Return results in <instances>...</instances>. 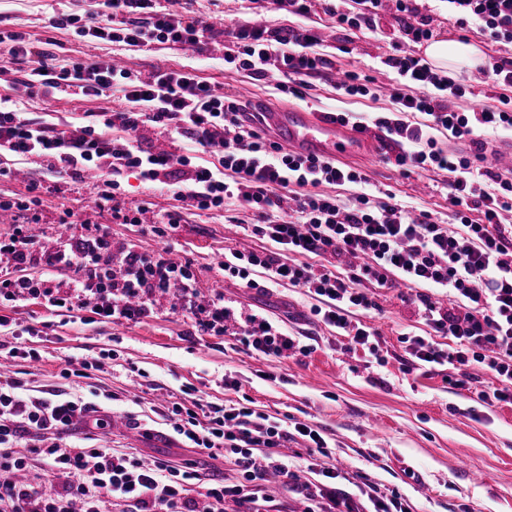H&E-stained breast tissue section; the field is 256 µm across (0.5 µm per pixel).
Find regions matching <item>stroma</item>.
I'll list each match as a JSON object with an SVG mask.
<instances>
[{"instance_id":"1","label":"stroma","mask_w":512,"mask_h":512,"mask_svg":"<svg viewBox=\"0 0 512 512\" xmlns=\"http://www.w3.org/2000/svg\"><path fill=\"white\" fill-rule=\"evenodd\" d=\"M76 5V0H0V24L35 39L55 38L56 54L62 60L108 55L145 76L189 65L216 92L235 95L248 104H297L312 112H352L369 125L393 108L385 97L339 93L333 81L323 76L310 79L303 97L288 95L279 90L277 79L258 80L225 67L206 47L190 51L163 45L152 51L121 44L91 47L73 32L50 25L54 16ZM180 5L208 19L219 32L255 20L271 27L306 23L322 27L320 53L331 56L337 69L370 76L378 88L394 78L383 64L394 48L416 55L423 52L422 45L401 40L388 13L376 30L340 32L331 28L328 15L320 9L303 19L266 8L262 0H180ZM422 11L432 17L436 39L465 38L488 63L512 57V46L492 41L481 23H470L466 31H459L448 19V0H423ZM451 75L466 88L463 97L448 101L457 111L477 112L497 106L500 95L512 97V88L492 86L484 69L461 66ZM21 103L28 119L80 123L87 113L118 105L119 99L47 102L25 97ZM348 164L367 176L375 198L390 193L412 212L448 222L446 173L406 175L378 154L352 158ZM30 185L38 188L40 206L18 216L16 223L0 224V238L19 232L55 246L61 240L57 229L63 212L69 208L74 212L69 236L83 235V221L102 225L112 241L113 266H122L131 252L165 250L171 260L188 265L200 287L199 296L190 302L168 294L154 296L149 316L122 324H85L68 316H52L33 300L17 306L0 303V320L19 331V344L40 354L35 362L14 361L8 347L0 346V361L11 362L32 395L73 388L97 404V415L106 422L94 430L77 425L69 443L119 454L134 449L148 461L189 466L204 477L235 479L223 451L189 447L164 418V408L182 399L188 388L194 397L215 405L253 401L272 421L285 426L308 424L328 442L325 456L298 437L285 443L282 453L297 466V477L289 486L280 477L266 476L261 488L271 512H298L302 496L297 486L326 468L335 469L337 486L356 500L372 483L384 492L399 494L409 512H512V405L486 408L475 394L449 386L438 370L404 373L402 336H421L427 330L407 289L377 290V309L363 314V322L379 332V352L374 355L318 323L310 312L313 301L304 289L282 285L262 291L221 270L225 249L269 252L275 248L274 243L252 234L247 214L236 206L187 210L177 232L160 237L152 227L175 203L167 185L122 177L118 202L145 199L151 203L136 224L116 223L111 207L95 205L92 177L81 182L51 177L45 160L36 156L15 162L10 175L0 176V199L25 192ZM217 283L224 294L226 332L192 335L190 310L208 305ZM252 313L268 317L287 334L311 337L309 352L281 358L245 346V319ZM83 360L92 364L100 360L104 367L92 368L87 377L67 384L62 370Z\"/></svg>"}]
</instances>
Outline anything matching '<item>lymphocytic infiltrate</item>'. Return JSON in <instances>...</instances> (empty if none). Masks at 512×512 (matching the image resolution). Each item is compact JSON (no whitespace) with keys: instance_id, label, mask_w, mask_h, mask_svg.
<instances>
[{"instance_id":"f902f5d3","label":"lymphocytic infiltrate","mask_w":512,"mask_h":512,"mask_svg":"<svg viewBox=\"0 0 512 512\" xmlns=\"http://www.w3.org/2000/svg\"><path fill=\"white\" fill-rule=\"evenodd\" d=\"M82 12H65L52 20L57 29H70L89 44L115 43L140 50L158 45L178 49L215 44L225 65L252 77L279 76L282 92L300 95L308 78L331 70L334 63L319 53L317 27L270 28L251 24L231 30L218 40L214 27L201 16L176 8L178 0H83ZM383 0H332L324 12L337 29L376 30ZM393 16L403 38L418 44L433 36L431 17L422 14L418 0H394ZM450 18L458 28L470 20L484 24L496 42L512 45V0H448ZM56 41L31 39L24 32L0 29V47L16 67L13 86L28 96H73L93 100L120 89L124 105L93 113L89 124L64 126L34 122L24 117L12 99L0 96V153L45 158L51 173L78 179L99 171L96 205L114 200L120 176L133 173L145 183L168 182L175 206L157 236L176 231L184 207L200 211L222 209L232 199L247 210L252 231L277 245L274 254L225 252L221 270L256 287L251 274L262 270L271 285L306 289L317 322L347 337L350 344L377 352L378 332L358 320L361 311L376 309L374 291L404 286L422 308L427 336L404 337V372L478 364L491 372L495 383L475 389L469 374L449 377L456 388L475 391L484 405L512 404V227L501 215L512 212V180L483 165L492 133L512 131V100L496 110L458 112L446 98L464 96V87L439 74L423 58L396 53L385 58L395 78L389 88L394 109L377 117L384 139L395 144L396 166L404 172L442 171L448 176L452 224L430 214L411 215L394 197L371 200L359 193L341 204L338 196L322 192V185L365 184L356 169L328 158L304 157L285 151L258 131L234 96L216 94L195 72L185 69L141 73L114 65L106 56L59 64ZM407 112L426 115V123L404 121ZM163 128L169 138H184L195 149L191 155L156 150L137 141L146 125ZM448 131L468 142L469 150L454 154L438 148L428 130ZM207 161H197V153ZM297 203L295 212L283 210L284 197ZM481 221H473L471 212ZM111 247L110 236L96 229L93 236L63 242L55 251H43L31 237L15 234L0 241V298L34 300L54 314L87 312L94 321L120 323L145 316L143 295L167 292L171 283L190 281L188 266L163 255L128 253L125 264L114 268L102 258ZM331 256L346 266L337 275L324 266L307 263V256ZM44 260L45 272L25 275L27 265ZM77 274L72 293L54 286L55 272ZM448 293V307L436 306L432 292ZM244 343L255 351L278 357L308 353L299 339L283 334L267 318H247ZM451 347H442L441 338ZM17 377L0 372V512H105L107 503L123 501L127 512H224L225 499L237 501L244 512H269L259 483L267 474L283 482L294 477L280 448L296 435L326 453L320 432L304 423L286 429L255 407H216L172 403L165 415L173 430L194 447L220 449L242 473L239 483L215 479L208 485L205 506L192 495L198 474L164 462H144L108 448H68L59 443L16 446L26 433L63 434L79 417H91L101 427L94 404L71 398L24 394ZM48 465L52 482L34 472L32 460ZM336 474L324 472L301 492L310 502L308 512H336L351 507L346 491L333 487Z\"/></svg>"}]
</instances>
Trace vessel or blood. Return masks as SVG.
<instances>
[{"label": "vessel or blood", "mask_w": 512, "mask_h": 512, "mask_svg": "<svg viewBox=\"0 0 512 512\" xmlns=\"http://www.w3.org/2000/svg\"><path fill=\"white\" fill-rule=\"evenodd\" d=\"M264 116L269 127L299 154L357 158L377 149L368 133L351 130L328 115L299 106L270 108L265 110Z\"/></svg>", "instance_id": "1"}]
</instances>
